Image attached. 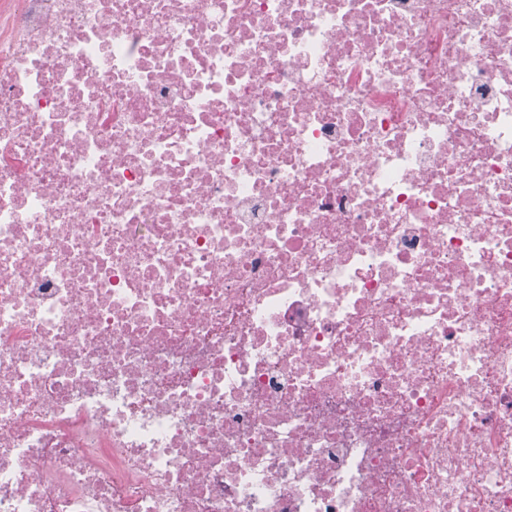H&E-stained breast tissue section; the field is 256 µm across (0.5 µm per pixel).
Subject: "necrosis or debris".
I'll return each instance as SVG.
<instances>
[{
    "instance_id": "1",
    "label": "necrosis or debris",
    "mask_w": 512,
    "mask_h": 512,
    "mask_svg": "<svg viewBox=\"0 0 512 512\" xmlns=\"http://www.w3.org/2000/svg\"><path fill=\"white\" fill-rule=\"evenodd\" d=\"M0 512H512V0H0Z\"/></svg>"
}]
</instances>
